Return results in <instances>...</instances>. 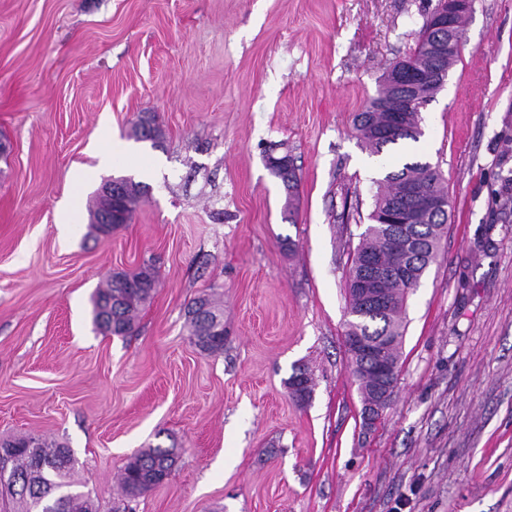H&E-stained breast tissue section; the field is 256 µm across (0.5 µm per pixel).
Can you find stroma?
<instances>
[{"instance_id": "35a3bbf8", "label": "stroma", "mask_w": 512, "mask_h": 512, "mask_svg": "<svg viewBox=\"0 0 512 512\" xmlns=\"http://www.w3.org/2000/svg\"><path fill=\"white\" fill-rule=\"evenodd\" d=\"M435 4L0 0V438L66 445L99 512L158 445L180 458L133 512H512V0H474L420 141L381 161L353 133ZM145 112L161 147L133 135ZM284 153L292 203L265 165ZM414 158L451 219L368 429L346 279L386 168ZM125 175L147 193L102 236L97 191ZM146 263L135 332L102 333L93 294ZM204 293L217 356L186 323ZM187 321L194 343L202 352H224V311L214 299L209 295L195 298L188 305Z\"/></svg>"}]
</instances>
